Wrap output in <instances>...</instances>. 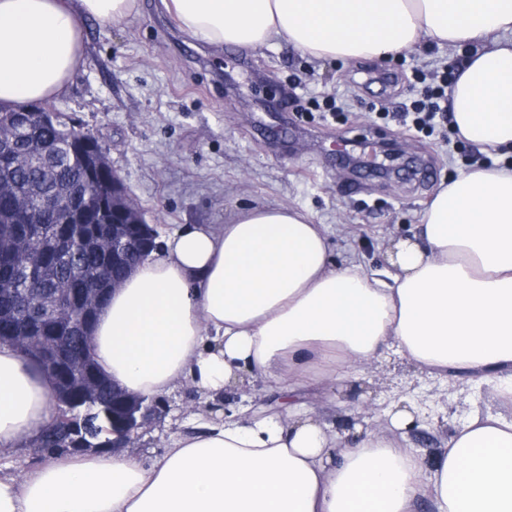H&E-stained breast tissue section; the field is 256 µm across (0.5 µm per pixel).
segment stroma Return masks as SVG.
Masks as SVG:
<instances>
[{"label": "stroma", "mask_w": 512, "mask_h": 512, "mask_svg": "<svg viewBox=\"0 0 512 512\" xmlns=\"http://www.w3.org/2000/svg\"><path fill=\"white\" fill-rule=\"evenodd\" d=\"M87 62L53 104L105 147L112 166L158 234L198 224H226L247 207L288 205L328 225L331 256L383 267L381 246L416 233L422 209L444 180L465 171L476 145L458 150L381 119L422 96L417 72L457 64L448 47L421 45L375 59L374 72L396 74L387 91L367 85L356 61L319 60L284 43L212 50L192 43L159 9L137 0L122 26L84 25ZM337 98L343 116L313 109ZM307 400L331 422L390 431L398 406L447 412L411 419L400 434L420 457L443 447L469 410L512 414L492 385L414 368L396 345L358 367L335 389ZM205 406L190 388L160 398L130 452L159 455L170 437L190 431Z\"/></svg>", "instance_id": "obj_1"}]
</instances>
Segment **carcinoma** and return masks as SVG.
<instances>
[{
    "mask_svg": "<svg viewBox=\"0 0 512 512\" xmlns=\"http://www.w3.org/2000/svg\"><path fill=\"white\" fill-rule=\"evenodd\" d=\"M27 153L33 163L27 168H15L4 152ZM83 178L78 160L69 155L65 128L46 126L33 121L20 137L12 132L4 134L0 143V179L16 183L34 202L30 212L10 213L11 204L0 199V236L14 239L18 246L0 256V313H15L20 320L14 336L18 344L54 351L62 349L73 360L84 363L89 372L98 371L91 345L84 336L87 325L75 319L60 326L40 319L28 325L25 319L41 310L39 301L69 303L74 279L83 276V286L91 288L101 280L112 283V276H121L138 263V249L124 254L114 263L112 257L89 248L76 249L68 259L59 258L57 247L68 241L70 225L57 223L51 210L43 207L42 200L49 195L75 193ZM25 273L28 296L19 298L10 288L19 273ZM112 384L103 382L100 403L88 404L83 396L71 392L66 402L55 405L53 427L43 436L44 447L51 450L70 448L79 439L112 444Z\"/></svg>",
    "mask_w": 512,
    "mask_h": 512,
    "instance_id": "cac0c4a2",
    "label": "carcinoma"
}]
</instances>
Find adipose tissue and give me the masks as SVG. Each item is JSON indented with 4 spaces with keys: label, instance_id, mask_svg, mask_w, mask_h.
<instances>
[{
    "label": "adipose tissue",
    "instance_id": "ef3b65f1",
    "mask_svg": "<svg viewBox=\"0 0 512 512\" xmlns=\"http://www.w3.org/2000/svg\"><path fill=\"white\" fill-rule=\"evenodd\" d=\"M137 0H0V104L64 95L86 62L85 18L123 25ZM191 40L317 59L464 51L448 89L463 141L494 167L442 184L385 269L336 266L325 225L292 207L183 227L110 294L92 329L101 372L151 399L186 385L205 401L256 379L280 411L208 418L152 463L59 453L0 475V512H512V417L473 413L431 464L376 429L336 431L302 396L336 386L387 344L431 372L493 375L512 400V0H161ZM53 384L0 347V452L51 421Z\"/></svg>",
    "mask_w": 512,
    "mask_h": 512
}]
</instances>
